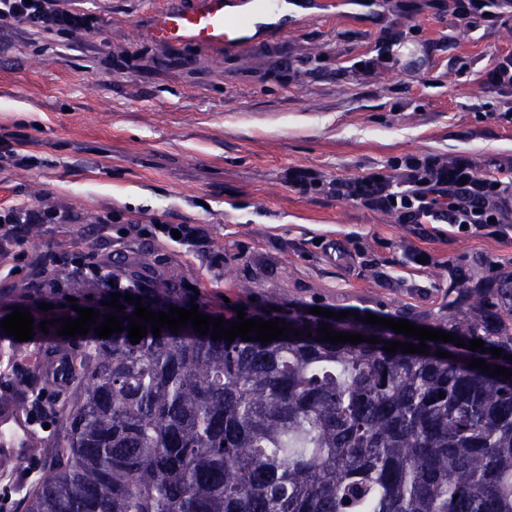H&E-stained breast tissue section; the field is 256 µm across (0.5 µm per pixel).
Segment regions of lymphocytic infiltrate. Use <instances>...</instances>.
Returning <instances> with one entry per match:
<instances>
[{
    "mask_svg": "<svg viewBox=\"0 0 512 512\" xmlns=\"http://www.w3.org/2000/svg\"><path fill=\"white\" fill-rule=\"evenodd\" d=\"M95 15L69 8L67 0H0V28L24 25L31 29L63 34L73 30L94 31ZM404 189H392L387 179L369 176L345 183L343 195L364 200L394 212L411 224L446 218L459 225H481L502 216L498 204L507 185L477 178L467 160L454 165L426 158L407 163ZM76 215L21 203L0 212V244L20 238L31 224H72Z\"/></svg>",
    "mask_w": 512,
    "mask_h": 512,
    "instance_id": "lymphocytic-infiltrate-1",
    "label": "lymphocytic infiltrate"
}]
</instances>
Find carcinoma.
<instances>
[{"mask_svg": "<svg viewBox=\"0 0 512 512\" xmlns=\"http://www.w3.org/2000/svg\"><path fill=\"white\" fill-rule=\"evenodd\" d=\"M473 276H449L430 322L466 347L428 340L427 355L385 352L386 341L420 340L353 317L380 343L318 342L325 319L296 310L245 312L292 325V339L264 344L214 341L190 323L138 344L126 329L107 339L91 330L79 354L43 351L31 369L16 342L17 406L62 417L66 433L14 512H512V377L468 367L512 362L467 347L480 339L512 355V270ZM112 280L126 309L102 315H131L127 293L156 313L185 307L175 285L151 287L120 253ZM103 286L69 281L73 293ZM28 310L37 336L43 320L79 317ZM305 327L312 337L294 336ZM444 348L454 358L437 357ZM59 368L75 385L53 395L44 376Z\"/></svg>", "mask_w": 512, "mask_h": 512, "instance_id": "cac0c4a2", "label": "carcinoma"}]
</instances>
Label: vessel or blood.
<instances>
[{"instance_id":"1","label":"vessel or blood","mask_w":512,"mask_h":512,"mask_svg":"<svg viewBox=\"0 0 512 512\" xmlns=\"http://www.w3.org/2000/svg\"><path fill=\"white\" fill-rule=\"evenodd\" d=\"M296 0H169L151 12L146 39L159 47L190 45L217 54L284 38L296 24ZM34 432L21 410H0V451L29 463Z\"/></svg>"}]
</instances>
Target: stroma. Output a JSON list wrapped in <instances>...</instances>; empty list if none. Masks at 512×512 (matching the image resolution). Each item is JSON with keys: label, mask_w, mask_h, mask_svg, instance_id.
I'll use <instances>...</instances> for the list:
<instances>
[{"label": "stroma", "mask_w": 512, "mask_h": 512, "mask_svg": "<svg viewBox=\"0 0 512 512\" xmlns=\"http://www.w3.org/2000/svg\"><path fill=\"white\" fill-rule=\"evenodd\" d=\"M166 2L69 0L97 16L92 34L0 29V143L35 157L0 165V208L80 218L14 243L1 307L29 304V284H66L86 257L144 249L155 277L217 312L252 301L423 320L449 268L512 266V212L477 231L405 224L339 191L374 171L401 186L407 157L512 178V93L486 81L512 57V4L489 19L462 16L458 0L315 4L284 41L217 58L145 41L149 7ZM406 42L403 61L392 51ZM109 213L121 223H102ZM157 218L200 227L201 242L152 236Z\"/></svg>", "instance_id": "1"}]
</instances>
